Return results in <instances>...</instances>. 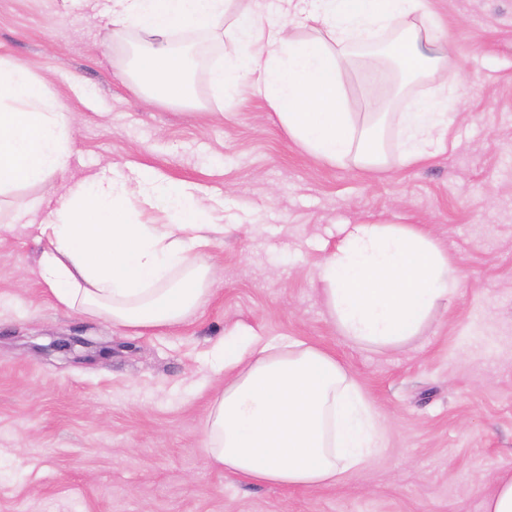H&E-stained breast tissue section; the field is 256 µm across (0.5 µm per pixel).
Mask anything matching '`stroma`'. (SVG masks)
<instances>
[{"instance_id":"1","label":"stroma","mask_w":512,"mask_h":512,"mask_svg":"<svg viewBox=\"0 0 512 512\" xmlns=\"http://www.w3.org/2000/svg\"><path fill=\"white\" fill-rule=\"evenodd\" d=\"M452 45L451 95L465 108L441 151L399 159L398 112L431 85L341 76L353 125L365 103L393 100L385 163L328 164L291 140L262 98L217 95L213 67L240 49L234 0L197 44L181 104L146 100L132 79L145 37L112 38L107 0H0V60L46 79L75 113L66 172L0 199L55 204L102 168L128 182L149 167L203 193L223 225L205 257L208 301L151 330L113 326L58 305L37 273L33 227L0 229V512H483L490 478L512 471V0H429ZM411 224L459 276L416 340L379 353L347 342L316 272L338 227ZM261 326L333 353L385 423L383 450L350 480L309 490L252 484L211 466L203 427L224 387L211 352L225 329ZM83 336L111 356L44 355L35 344Z\"/></svg>"}]
</instances>
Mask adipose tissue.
<instances>
[{
  "instance_id": "adipose-tissue-1",
  "label": "adipose tissue",
  "mask_w": 512,
  "mask_h": 512,
  "mask_svg": "<svg viewBox=\"0 0 512 512\" xmlns=\"http://www.w3.org/2000/svg\"><path fill=\"white\" fill-rule=\"evenodd\" d=\"M113 37L143 33L150 49L138 60L143 92L161 101L187 94L180 58L169 41L180 26L209 28L231 0H111ZM232 35L241 50L214 69L217 91L247 89L274 112L288 136L316 159L354 157L376 164L375 134L354 129L340 108L343 70L354 61L377 77L435 84L400 115V159L426 160L448 127L449 46L428 0H252ZM314 35L297 39L293 23ZM70 122L46 83L17 63L0 61V195L65 171ZM141 205L169 204L172 221L146 224L130 205L125 181L111 169L80 181L50 209L32 201L13 221L33 226L43 249L38 273L56 302L104 316L113 325H172L208 298L199 262L213 243L201 197L139 174ZM178 279H170V272ZM327 313L350 343L385 352L420 335L459 279L448 255L427 234L394 224H346L318 267ZM224 372L204 424L212 466L246 481L288 489L333 485L365 469L384 445V426L356 382L330 352L300 340L267 338L238 325L213 349Z\"/></svg>"
}]
</instances>
